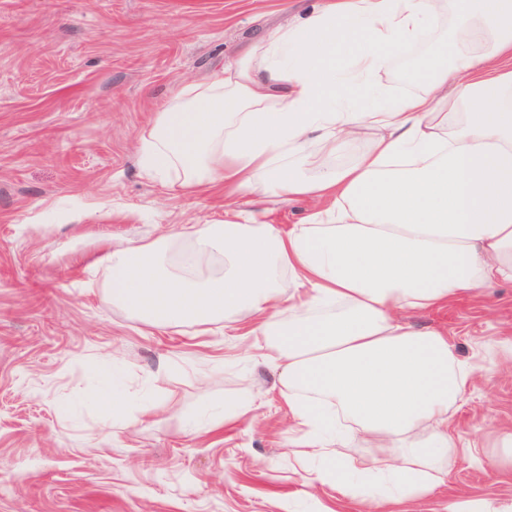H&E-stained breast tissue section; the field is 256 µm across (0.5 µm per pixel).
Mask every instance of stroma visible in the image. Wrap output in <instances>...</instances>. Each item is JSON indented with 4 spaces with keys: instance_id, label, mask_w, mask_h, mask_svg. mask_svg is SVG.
Listing matches in <instances>:
<instances>
[{
    "instance_id": "35a3bbf8",
    "label": "stroma",
    "mask_w": 512,
    "mask_h": 512,
    "mask_svg": "<svg viewBox=\"0 0 512 512\" xmlns=\"http://www.w3.org/2000/svg\"><path fill=\"white\" fill-rule=\"evenodd\" d=\"M318 0H0V512H356L334 486L305 493L300 449L272 369L248 364L251 336L183 323L149 327L87 288L86 266L112 244L225 220L224 192L176 195L142 170L138 141L181 83L210 78L244 46ZM446 328L462 357L512 337V284L490 301L410 311ZM130 424L111 438L84 400L108 354ZM176 395L150 416L159 358ZM208 388L187 366L224 361ZM249 390L248 418L194 436L182 421L204 394ZM481 463L460 460L405 512H447L464 495L512 500L497 466V425L512 423V365L484 364L454 417Z\"/></svg>"
}]
</instances>
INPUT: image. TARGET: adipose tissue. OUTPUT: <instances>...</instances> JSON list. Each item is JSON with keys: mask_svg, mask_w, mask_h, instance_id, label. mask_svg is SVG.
I'll return each instance as SVG.
<instances>
[{"mask_svg": "<svg viewBox=\"0 0 512 512\" xmlns=\"http://www.w3.org/2000/svg\"><path fill=\"white\" fill-rule=\"evenodd\" d=\"M443 25L417 91L372 84ZM138 151L172 191L271 202L242 224L109 248L90 268L144 324H249L294 420L288 445L305 451L302 486L373 512L479 461L452 427L477 363L403 314L512 283V0H320L179 85ZM293 200L311 211L277 224L273 205ZM258 400L210 401L184 428L242 420ZM362 444L371 456H345Z\"/></svg>", "mask_w": 512, "mask_h": 512, "instance_id": "obj_1", "label": "adipose tissue"}]
</instances>
